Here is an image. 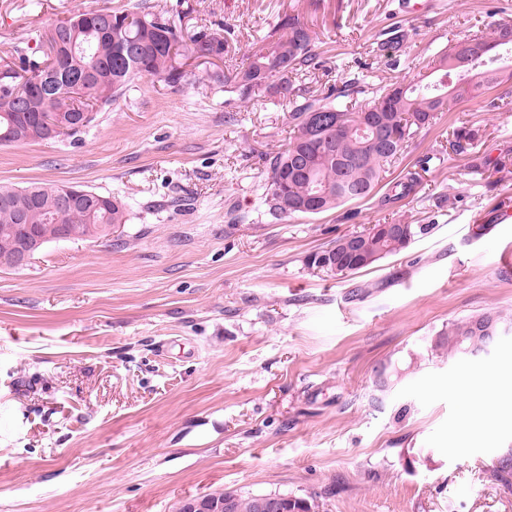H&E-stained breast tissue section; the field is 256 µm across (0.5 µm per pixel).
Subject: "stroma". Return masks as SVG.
Listing matches in <instances>:
<instances>
[{
  "mask_svg": "<svg viewBox=\"0 0 512 512\" xmlns=\"http://www.w3.org/2000/svg\"><path fill=\"white\" fill-rule=\"evenodd\" d=\"M133 0H0V68L29 34ZM183 36L227 24L232 48L185 60L177 86L137 77L86 131L0 146V185L67 182L125 202L98 241L59 240L0 267V512H176L209 494L279 493L317 512H512V405L465 431L472 383L512 382V103L467 96L419 130L369 199L277 217L267 159L292 133L287 101L243 103L209 79L299 14L318 37L311 89L356 74L415 77L413 59L512 23V0H148ZM407 30L405 56L389 47ZM477 130L491 171L446 155ZM433 157L429 168L420 159ZM419 175L403 198L395 187ZM429 230L374 267L329 276L307 258L375 224ZM490 313L489 354L437 346ZM478 132L474 129L461 125L453 129L452 139L448 142L450 148L457 155L466 153L469 149L476 147Z\"/></svg>",
  "mask_w": 512,
  "mask_h": 512,
  "instance_id": "35a3bbf8",
  "label": "stroma"
}]
</instances>
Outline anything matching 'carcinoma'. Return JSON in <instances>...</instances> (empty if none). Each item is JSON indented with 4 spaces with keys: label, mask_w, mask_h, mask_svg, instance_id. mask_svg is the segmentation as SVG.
<instances>
[{
    "label": "carcinoma",
    "mask_w": 512,
    "mask_h": 512,
    "mask_svg": "<svg viewBox=\"0 0 512 512\" xmlns=\"http://www.w3.org/2000/svg\"><path fill=\"white\" fill-rule=\"evenodd\" d=\"M91 21L96 17L89 11L73 14L36 31L35 47L17 48L20 66H6L10 76L0 82L1 146L48 140V120L56 122L55 137L75 135L79 129L72 116L86 112L87 126H92L97 114L110 107L135 77L181 83L187 74L178 65L179 58H221L228 52L224 28L204 27L187 43L173 20L140 4L112 11V31L100 36L92 33ZM277 27L281 34L271 46L249 54L231 72H215L210 78L242 102L253 101L261 89L288 101L294 137L284 151L269 158L266 203L278 215L316 216L370 198L385 167L404 153L418 130L433 123L437 113L450 111L470 92L512 79V37L498 26L469 38L489 46V51L460 63L458 43H451L424 65L427 72L418 73L392 97L388 90L398 82L374 85L354 76L319 98L306 90L303 80L318 65L317 36L297 14L282 18ZM78 81L93 82V92L72 96L69 85ZM15 100L25 104L24 111H12ZM373 113L380 114L390 136L382 147L375 146L372 135L361 128ZM477 139V131L461 125L453 129L449 146L460 155L475 148ZM280 180L286 186L284 197L276 191ZM64 187V183L39 182L19 189L0 186V266H11L14 247L28 231L48 243L59 238L65 224L76 238L98 241L109 236L104 225L127 222L126 206L116 197L107 208L96 207L92 198L80 207H57L54 197ZM406 228L396 244L373 228L362 233L360 247L371 257L367 264L347 255L340 238L320 254L337 263L338 275L366 270L400 253L420 234L417 224ZM488 319L480 315L455 323L438 343L456 353L468 346L481 350L491 340L472 327ZM462 336L468 340L461 341ZM217 498L224 501V512H263L260 504L266 496L225 492Z\"/></svg>",
    "instance_id": "carcinoma-1"
}]
</instances>
